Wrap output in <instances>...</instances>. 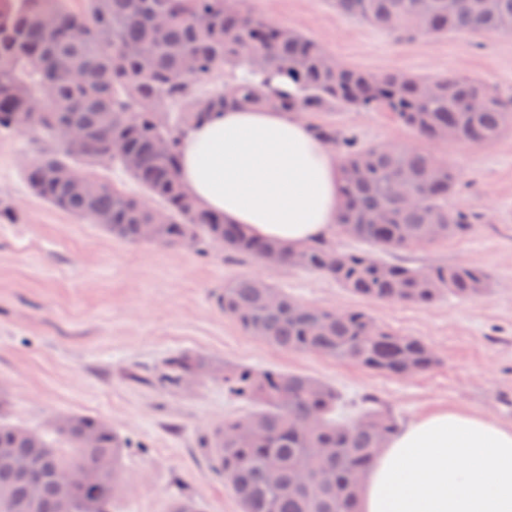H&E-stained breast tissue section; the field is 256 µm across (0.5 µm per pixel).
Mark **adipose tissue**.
<instances>
[{
  "label": "adipose tissue",
  "mask_w": 512,
  "mask_h": 512,
  "mask_svg": "<svg viewBox=\"0 0 512 512\" xmlns=\"http://www.w3.org/2000/svg\"><path fill=\"white\" fill-rule=\"evenodd\" d=\"M179 179L204 209L298 249L329 236L342 202L335 154L293 114L230 109L182 139ZM361 512H512V427L442 409L377 456Z\"/></svg>",
  "instance_id": "ef3b65f1"
}]
</instances>
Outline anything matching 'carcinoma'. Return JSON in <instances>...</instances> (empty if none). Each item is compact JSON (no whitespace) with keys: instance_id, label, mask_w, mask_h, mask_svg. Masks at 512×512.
<instances>
[{"instance_id":"obj_1","label":"carcinoma","mask_w":512,"mask_h":512,"mask_svg":"<svg viewBox=\"0 0 512 512\" xmlns=\"http://www.w3.org/2000/svg\"><path fill=\"white\" fill-rule=\"evenodd\" d=\"M240 0H5L0 2V136L24 130L43 144L25 169L32 192L49 204L128 243L143 242L141 225L161 210L155 243L179 247L191 239L203 252L217 247L264 265L311 271L364 299L431 305L451 296H483L487 273L465 263L413 268L346 252L331 240L298 250L252 236L239 224L201 209L179 176V140L210 112L252 107L309 115L343 105L390 112L417 144L404 149L356 138L327 123H311L339 156L343 203L339 233L383 251L430 246L468 235L480 216L448 204L459 172L426 146H486L512 128V99L485 82L460 74L418 77L404 71L371 74L328 54L303 33L271 24L243 10ZM336 11L397 38L486 34L512 27V0H497L486 13L481 0H333ZM86 69L92 79L78 78ZM224 75L214 91L199 95L202 77ZM86 132L73 146L67 131ZM168 141L165 152L155 141ZM122 141L138 165L112 155ZM84 174L78 189L58 183L54 172ZM118 167L146 198L95 176ZM383 211L387 220L371 223ZM224 317L250 335L290 352H308L369 371L409 377L438 362L431 345L377 323L362 309L306 305L257 277L224 286ZM201 362L185 354L158 373L177 385L198 373ZM224 389L254 406L224 420L208 437L221 450L219 470L243 512H358V478L398 424L372 394L352 421L338 418L332 385L305 374L226 366ZM98 432L87 446L82 437ZM125 440L105 421L64 419L47 430L7 420L0 412V453L25 460L21 474L0 463V512H109L121 489ZM81 466L84 481L66 491L53 471ZM311 476L302 486L297 473ZM35 507H29L32 488Z\"/></svg>"}]
</instances>
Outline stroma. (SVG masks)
<instances>
[{"label": "stroma", "instance_id": "35a3bbf8", "mask_svg": "<svg viewBox=\"0 0 512 512\" xmlns=\"http://www.w3.org/2000/svg\"><path fill=\"white\" fill-rule=\"evenodd\" d=\"M243 7L369 73L456 72L512 96V38L399 39L340 15L331 0H244ZM313 119L364 145L414 142L386 112L338 106ZM433 151L460 171L451 206L484 219L465 237L399 257L417 267L466 263L487 272L490 287L477 299L420 306L370 301L315 273L270 270L220 250L200 255L120 240L33 195L24 170L37 145L25 134L0 137V199L17 213L14 223H0V400L12 421L35 429L69 415L110 422L129 443L112 512H167L181 497L197 500L201 512H241L207 441L216 426L250 407L206 376L188 386L161 385L156 369L177 354L218 367L316 377L336 387L350 420L360 397L374 394L404 425L450 408L512 427V132L488 146L451 142ZM244 276L268 278L307 305L365 309L388 329L427 340L438 362L427 373L398 378L271 346L219 307L225 284Z\"/></svg>", "mask_w": 512, "mask_h": 512}]
</instances>
